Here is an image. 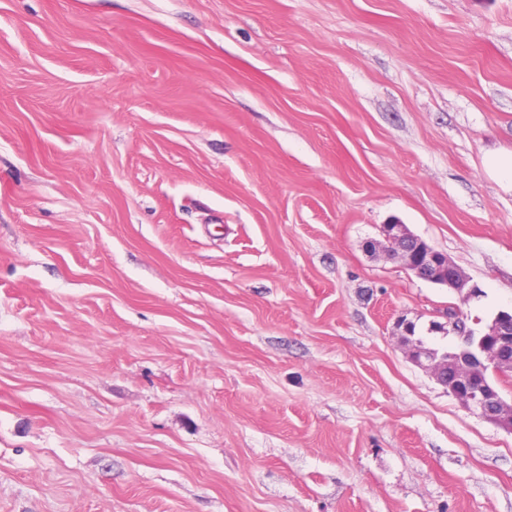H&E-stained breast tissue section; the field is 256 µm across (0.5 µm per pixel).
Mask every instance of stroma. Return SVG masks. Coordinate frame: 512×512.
<instances>
[{
    "mask_svg": "<svg viewBox=\"0 0 512 512\" xmlns=\"http://www.w3.org/2000/svg\"><path fill=\"white\" fill-rule=\"evenodd\" d=\"M509 152L512 0H0V512H512ZM382 234L389 257L401 261L417 278L444 285L466 297L464 290L469 288V278L448 255L428 246L402 224H386ZM446 319V325L440 324L443 331L462 337L458 352L437 356L435 350L436 354L418 342L407 340V358L430 370L433 378L465 409L512 433V405L480 377L491 381L490 367L485 366H491L500 376L512 375V312H504L502 318L498 315L485 332L477 335L466 328L462 330L461 325L458 329L455 320L447 316ZM483 366L477 377V368Z\"/></svg>",
    "mask_w": 512,
    "mask_h": 512,
    "instance_id": "35a3bbf8",
    "label": "stroma"
}]
</instances>
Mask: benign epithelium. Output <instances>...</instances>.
Here are the masks:
<instances>
[{
  "label": "benign epithelium",
  "instance_id": "obj_1",
  "mask_svg": "<svg viewBox=\"0 0 512 512\" xmlns=\"http://www.w3.org/2000/svg\"><path fill=\"white\" fill-rule=\"evenodd\" d=\"M382 234L385 251L422 280L444 285L466 295L469 278L448 255L428 246L401 224H387ZM444 332L462 337L458 352L438 356L419 343H406L407 358L430 370L433 378L468 411L512 433V405L500 392L476 376V370L490 366L500 376L512 375V313L495 318L486 331L476 334L447 320Z\"/></svg>",
  "mask_w": 512,
  "mask_h": 512
}]
</instances>
